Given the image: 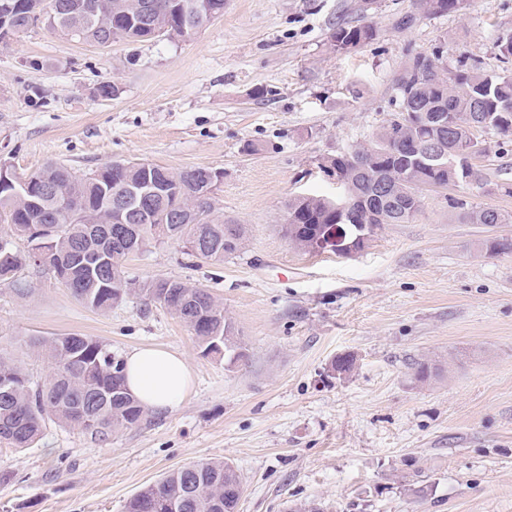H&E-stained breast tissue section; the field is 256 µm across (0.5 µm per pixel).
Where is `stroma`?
<instances>
[{
	"label": "stroma",
	"instance_id": "35a3bbf8",
	"mask_svg": "<svg viewBox=\"0 0 512 512\" xmlns=\"http://www.w3.org/2000/svg\"><path fill=\"white\" fill-rule=\"evenodd\" d=\"M413 9L228 0L188 41L103 48L38 24L0 42V162L21 174L50 162L209 166L224 172L225 217L247 228L219 266L173 241L124 263L139 283L209 288L245 348L232 365L141 296L100 313L46 270L0 283V354L33 378L49 367L29 340L72 333L121 357L141 346L182 354L194 376L177 409L148 411L108 441L52 424L35 447H0V512H124L145 486L202 459L236 467L238 512H512V255L478 250L512 237V223L467 224L450 205L512 214V143L479 133L483 182L424 192L414 223L385 225L358 254L304 253L281 232L289 198L339 196L320 164L371 139L409 55L440 46L447 67L469 57L512 74L496 48L512 31V0H465L397 28ZM343 22L373 23L376 36L336 51L329 34ZM104 83L115 96L99 97ZM250 142L260 151L246 152ZM347 354L352 371L333 374ZM423 361L439 374L420 383Z\"/></svg>",
	"mask_w": 512,
	"mask_h": 512
}]
</instances>
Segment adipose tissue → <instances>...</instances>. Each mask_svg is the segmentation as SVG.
Returning <instances> with one entry per match:
<instances>
[{
	"instance_id": "1",
	"label": "adipose tissue",
	"mask_w": 512,
	"mask_h": 512,
	"mask_svg": "<svg viewBox=\"0 0 512 512\" xmlns=\"http://www.w3.org/2000/svg\"><path fill=\"white\" fill-rule=\"evenodd\" d=\"M124 362L125 386L146 409H175L193 387L192 370L181 354L143 347L128 352Z\"/></svg>"
}]
</instances>
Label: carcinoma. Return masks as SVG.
Listing matches in <instances>:
<instances>
[{
	"label": "carcinoma",
	"mask_w": 512,
	"mask_h": 512,
	"mask_svg": "<svg viewBox=\"0 0 512 512\" xmlns=\"http://www.w3.org/2000/svg\"><path fill=\"white\" fill-rule=\"evenodd\" d=\"M464 0H417V11L402 15L398 27L411 28L419 18L461 9ZM14 5L10 26L22 31L43 20L55 29L52 14L74 13L82 26L81 41L97 44L107 34L112 40L144 41L164 37L186 41L194 36L190 5L215 19L224 14V0H0ZM371 23L339 25L330 34L335 50L350 44L361 47L374 39ZM434 53L419 54L392 79L393 112L367 144L354 145L337 154L330 166L344 180L351 200L360 211L362 224H410L421 213L402 208L403 192L423 193L431 185L448 184V170L421 165L416 141L429 133L427 125L439 114L454 113L461 125L448 139L452 152L469 141L465 124L481 116L491 131L512 140V76L489 74L467 58L457 66L433 68ZM101 179L50 162L33 173L37 181L55 189L49 196L34 195L25 203L0 191V282H12L15 273L31 266L30 253L40 249L41 264L80 303L105 312L132 294H140L179 318L191 331L202 352H224L232 364L244 356L233 322L224 317V305L208 288H186L178 279L160 278L140 287L127 278L124 262L137 253L136 245L112 240L110 200L126 186H151L156 193L144 197L142 209L128 213V222L139 225L143 239L154 235V225L142 223L143 211L186 207L204 183L203 166L173 172L143 162L115 161L100 167ZM461 219L470 224H505L508 218L497 208L479 210L463 199L454 200ZM83 213L86 223L71 224L69 213ZM209 210L211 224H180L175 242L185 244L197 232L206 231L220 241V249L206 258L212 264L240 251L246 227L236 225V236L224 238V219L218 202ZM336 215L327 209L325 197L303 195L288 200L285 235L296 249L305 239L323 233ZM27 243L21 250L16 242ZM490 255L512 254V238L484 241ZM47 360L50 372L33 379L17 362L0 356V444L16 450L37 443L47 424L77 427L96 441L112 432L141 424L145 409L127 392L123 359L110 346L92 337L71 334L30 340ZM242 482L236 469L224 461L202 460L175 469L144 487L124 506V512H237Z\"/></svg>",
	"instance_id": "carcinoma-1"
}]
</instances>
